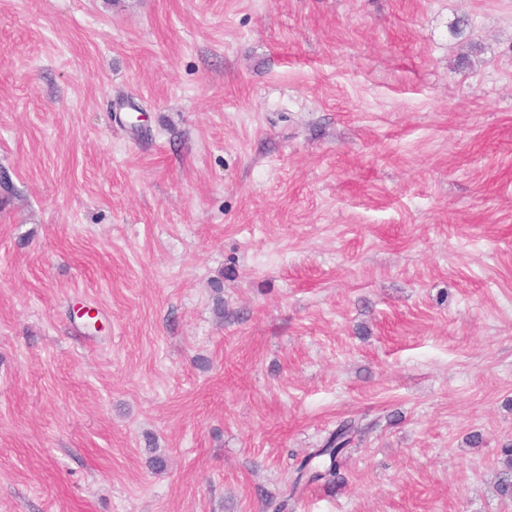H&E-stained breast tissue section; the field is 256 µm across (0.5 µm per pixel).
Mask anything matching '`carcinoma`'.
<instances>
[{"label": "carcinoma", "instance_id": "cac0c4a2", "mask_svg": "<svg viewBox=\"0 0 512 512\" xmlns=\"http://www.w3.org/2000/svg\"><path fill=\"white\" fill-rule=\"evenodd\" d=\"M358 432V424L352 420H343L329 431L320 445L305 455L294 470L286 498L275 508L282 512L288 506V500L295 497L307 486L321 483L327 487L344 482L340 470L353 435ZM504 471L499 483V491L505 497H512V445L502 449Z\"/></svg>", "mask_w": 512, "mask_h": 512}]
</instances>
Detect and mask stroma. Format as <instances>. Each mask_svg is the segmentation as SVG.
I'll return each instance as SVG.
<instances>
[{
	"label": "stroma",
	"instance_id": "stroma-1",
	"mask_svg": "<svg viewBox=\"0 0 512 512\" xmlns=\"http://www.w3.org/2000/svg\"><path fill=\"white\" fill-rule=\"evenodd\" d=\"M1 172L0 512H512V0H0ZM356 432L358 423L352 420L340 421L335 429L329 431L320 445L298 462L285 499L276 506L275 511L286 509L288 498L295 497L309 485L322 483L330 487L342 484L344 477L340 470Z\"/></svg>",
	"mask_w": 512,
	"mask_h": 512
}]
</instances>
